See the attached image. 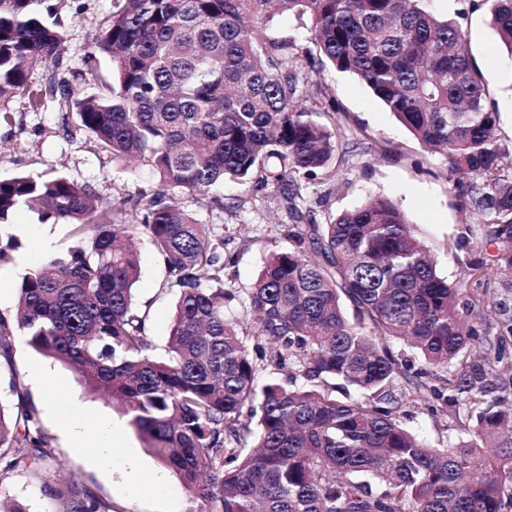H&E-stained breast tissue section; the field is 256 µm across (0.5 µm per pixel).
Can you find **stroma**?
I'll use <instances>...</instances> for the list:
<instances>
[{
	"label": "stroma",
	"mask_w": 512,
	"mask_h": 512,
	"mask_svg": "<svg viewBox=\"0 0 512 512\" xmlns=\"http://www.w3.org/2000/svg\"><path fill=\"white\" fill-rule=\"evenodd\" d=\"M435 13L453 18L467 34L476 61L500 112L498 135L502 146L512 149V56L501 45L490 25L487 5L471 0H432ZM112 10V0H73L59 19L65 40L64 76L71 87L84 85L82 58L88 37ZM269 40L294 43L297 64L304 77L328 86L340 126L342 162L333 172L304 185V204L316 220L327 213H340L375 197L395 203L414 234L428 247L438 272L452 281L480 283L493 304L485 310L488 337L503 340L512 348V336L500 337L503 317L495 307L504 302L512 309V295L499 288L498 273L483 268L495 247L488 229L477 224L455 182L448 177L445 161L424 150L393 113L356 76L331 66L309 65L316 54L308 21L284 15L259 26ZM9 108L11 124H0V179L17 174L63 173L88 186L103 199L150 196L160 188L156 176L135 162L113 161L110 154L94 153L84 144L86 134L78 121L62 125L55 107L28 111L21 99ZM256 207L242 210L192 205L196 219L224 236V251L232 261L224 270L227 287L246 292L271 252L289 248L283 225L286 216L278 206L279 193L265 188ZM0 234L15 236L18 248L0 262V319L10 326L12 352L0 357V397L10 398L11 385H18L29 406L46 430L52 456L30 470L0 476V499L19 505L26 512H62L65 501L46 488V477H55L79 498L92 490L111 501L117 512H191L193 502L179 479L164 466L137 436L120 406L103 392L93 390L66 364L43 355L25 343L17 326V286L24 273L47 254L65 253L74 244L66 224L39 223L36 214L19 209L10 226ZM51 238L44 249L43 238ZM141 276L135 285L136 299L146 315V330L157 354L167 349L178 289L167 280L158 254L147 237L136 240ZM429 396L407 392L403 409L409 429L432 443L443 445L467 438L472 423L466 414L433 413L427 410ZM72 417L86 421L89 447L85 454L69 448L59 426ZM119 423L111 449L98 445L97 422Z\"/></svg>",
	"instance_id": "35a3bbf8"
}]
</instances>
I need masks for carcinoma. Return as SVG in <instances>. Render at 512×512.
<instances>
[{
    "mask_svg": "<svg viewBox=\"0 0 512 512\" xmlns=\"http://www.w3.org/2000/svg\"><path fill=\"white\" fill-rule=\"evenodd\" d=\"M429 2L113 0L82 60L88 89L75 91L63 77L29 80L37 63L61 66L57 16L70 0H0V122L17 96L33 112L55 100L90 150L132 159L161 183L149 198L104 201L64 175L0 180V227L25 207L74 237L22 277L18 327L32 349L125 405L197 503L191 512H402L407 501L413 512H512V383L487 396L512 355L475 317L489 298L440 276L387 199L322 223L300 207L303 182L336 164V109L318 80L300 104L293 43L256 33L283 14L310 19L320 58L364 82L463 181L512 292V152L464 31ZM487 2L512 53V0ZM226 181L277 189L295 241L268 256L242 300L224 287V237L174 196L222 207L210 193ZM138 234L180 290L163 359L134 309L141 268L121 240ZM237 299L241 318L227 314ZM398 341L428 369L412 372ZM462 355L477 362L457 372ZM267 364L307 385L259 384ZM338 381L357 397H337ZM412 389L467 410L470 438L437 448L408 431ZM51 455L33 410L0 401V472ZM71 512L115 510L87 491Z\"/></svg>",
    "mask_w": 512,
    "mask_h": 512,
    "instance_id": "cac0c4a2",
    "label": "carcinoma"
}]
</instances>
